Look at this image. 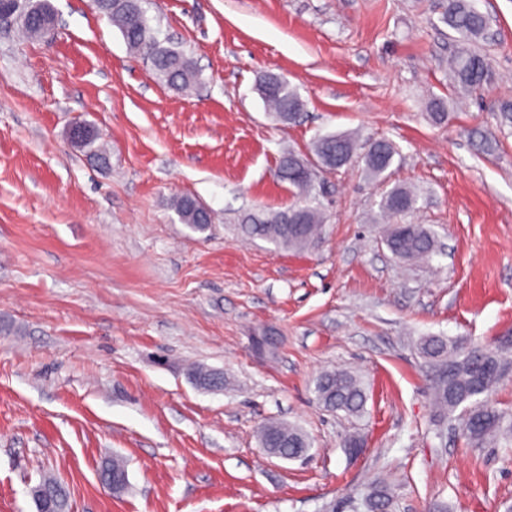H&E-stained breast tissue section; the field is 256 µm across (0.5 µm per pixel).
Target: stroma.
Returning <instances> with one entry per match:
<instances>
[{"instance_id":"obj_1","label":"stroma","mask_w":512,"mask_h":512,"mask_svg":"<svg viewBox=\"0 0 512 512\" xmlns=\"http://www.w3.org/2000/svg\"><path fill=\"white\" fill-rule=\"evenodd\" d=\"M49 3L55 32H0V512H36L45 475L72 512H369L376 489L387 512L512 505V445L438 423L418 350L430 335L512 336V120L497 110L512 100V0H471L490 19L479 49L495 79L468 91L448 78L445 0H147L198 72L183 91L93 0ZM268 74L296 88L294 122L267 112ZM77 121L108 166L73 141ZM336 132L392 141L390 176L369 179L359 159L317 171L315 248L242 238L241 214L297 200L280 156L313 159ZM395 185L418 194L427 260L385 242L379 202ZM182 196L212 212L207 231L180 221ZM198 367L223 390L198 388ZM336 369L361 380V413L318 402L317 376ZM270 421L300 428L309 454L266 455ZM115 457L120 492L100 478Z\"/></svg>"}]
</instances>
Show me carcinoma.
Instances as JSON below:
<instances>
[{
	"instance_id": "cac0c4a2",
	"label": "carcinoma",
	"mask_w": 512,
	"mask_h": 512,
	"mask_svg": "<svg viewBox=\"0 0 512 512\" xmlns=\"http://www.w3.org/2000/svg\"><path fill=\"white\" fill-rule=\"evenodd\" d=\"M17 23L30 35L42 24L43 14L49 8L43 0H15ZM97 9L115 25L128 48L151 60L155 74L169 87L182 88L196 77L193 62L182 50L159 41L149 24L143 0H97ZM442 20L459 36V45L448 61V69L455 86L472 89L494 79L484 55L474 45L486 39L489 18L477 11L468 0H447ZM260 92L279 117H295L302 101L295 88L281 79L263 81ZM357 154V144L347 135L328 133L314 145L315 161L329 169L341 168ZM398 154L389 140L372 142L364 154L366 169L375 178H381L392 167ZM287 157L278 164V177L298 191L301 200L273 214L257 210L244 214L239 232L247 239L259 238L275 245L302 248L321 239L323 215L311 206L306 196L311 181L299 178L293 170H284ZM418 196L408 188L395 186L380 201L384 216L401 219L416 210ZM175 210L192 230L203 232L212 223L211 214L197 206V200L183 196L176 200ZM386 242L392 253L405 260L430 257L435 250L434 236L418 224L391 225ZM512 348V337L498 341V346L463 347L449 345L440 336H428L420 342V353L433 371L431 390L436 410L443 416L454 417L461 411V434L471 445H481L489 439L512 437V425L504 424V416L490 406L484 396L509 370V361L503 351ZM314 392L319 402L332 410L356 414L363 410L366 395L360 379L343 370L320 374ZM260 447L276 448L297 459L306 455L311 447L308 437L299 428L283 423H269L258 431ZM36 488L45 492L46 512H69V494L55 478L44 477Z\"/></svg>"
}]
</instances>
